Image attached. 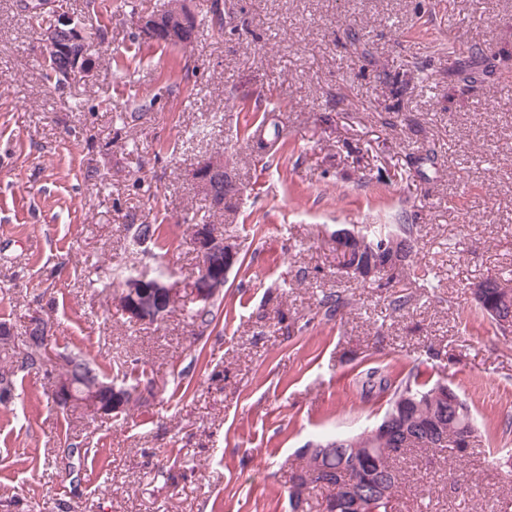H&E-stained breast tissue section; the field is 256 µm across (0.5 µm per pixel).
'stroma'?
Instances as JSON below:
<instances>
[{
    "instance_id": "obj_1",
    "label": "stroma",
    "mask_w": 512,
    "mask_h": 512,
    "mask_svg": "<svg viewBox=\"0 0 512 512\" xmlns=\"http://www.w3.org/2000/svg\"><path fill=\"white\" fill-rule=\"evenodd\" d=\"M137 0H50L98 28L91 74L43 78L40 28L0 0V323L14 361L33 314L41 368L0 399V512H292L304 445L374 424L369 368L420 366L469 403L478 440L448 462L408 453L394 512H512L492 458L512 452V334L473 283L512 285V72L469 88L454 69L512 47V0H187L191 45L141 36ZM466 48L448 54V29ZM360 40L350 43L347 31ZM281 126L267 148L256 126ZM223 159L241 198L213 332L192 333L206 203L194 172ZM136 224L158 226L135 242ZM413 224L426 279L410 298L341 272L333 234ZM174 305L132 318V280ZM346 305L328 319L320 301ZM138 390L123 418L53 402L60 355Z\"/></svg>"
}]
</instances>
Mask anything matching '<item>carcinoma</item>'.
Masks as SVG:
<instances>
[{
    "mask_svg": "<svg viewBox=\"0 0 512 512\" xmlns=\"http://www.w3.org/2000/svg\"><path fill=\"white\" fill-rule=\"evenodd\" d=\"M213 189L224 196V208L217 209L209 202L208 210L201 217H193L192 229L195 240L213 233L224 234V229L214 223L216 216L236 214L239 192L227 175L215 181ZM362 244H345L337 250L342 266L353 275L373 281L383 279L391 282L397 278L394 257L401 256L404 268L412 267L416 238L414 226L401 224L394 231L383 228H367L361 233ZM479 308L494 323L509 315V307L503 301V287L495 279L483 281ZM346 306L342 295L329 294L320 302L324 317L332 319ZM192 324L199 334H204L217 319L215 304L202 302L191 315ZM30 351L21 357L18 367L35 369L41 365V347L48 337L38 336L26 330ZM70 372L75 378L91 376L99 384L100 401L106 405L117 404L121 395H128L136 386L126 381L109 380L99 367L83 355L69 356ZM363 387L390 392L388 407L376 428L359 434H341L335 438L316 440L312 447L300 454L297 465L298 481L296 508L306 503L304 493L318 486L333 487L338 480L349 477L369 484H386L389 496L372 497L368 503L369 512H392L391 498L401 483V471L396 461L401 455L391 452L401 448L403 452H429L439 454L450 461L464 456L473 447L475 439L474 418L466 401H457L458 392L446 382L434 383L423 379L422 373L413 368L406 377L396 381L379 368L366 372Z\"/></svg>",
    "mask_w": 512,
    "mask_h": 512,
    "instance_id": "carcinoma-1",
    "label": "carcinoma"
}]
</instances>
